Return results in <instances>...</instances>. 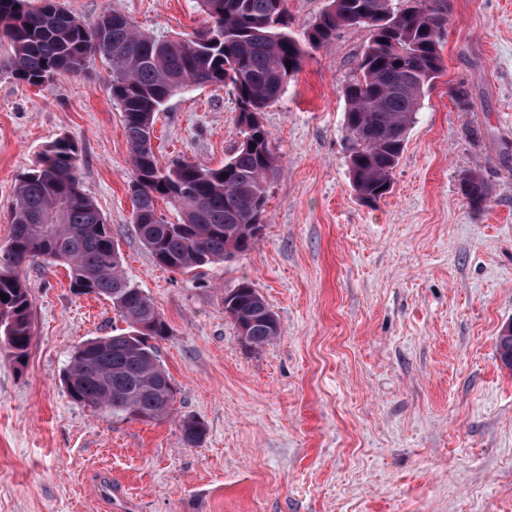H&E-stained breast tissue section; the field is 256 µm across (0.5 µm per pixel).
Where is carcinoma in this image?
<instances>
[{
  "label": "carcinoma",
  "mask_w": 512,
  "mask_h": 512,
  "mask_svg": "<svg viewBox=\"0 0 512 512\" xmlns=\"http://www.w3.org/2000/svg\"><path fill=\"white\" fill-rule=\"evenodd\" d=\"M207 24L185 38L142 32L127 16L106 13L94 23L68 18L63 0H0V39L12 47L14 75L33 86L61 73L78 74L99 55L111 65L112 97L123 113L131 149L134 231L156 263L190 271L247 252L267 216L268 180L278 158L263 124L244 128L246 114L279 100L314 49L350 26L369 31L355 74L345 86L344 139L350 182L373 204L390 192L426 90L443 71L447 0H328L315 20L293 29L288 0H196ZM232 88L238 133L252 144L236 148L218 168L176 160L162 167L153 149L155 113L174 94L194 87ZM78 147L60 137L36 165L16 178L12 236L0 249V343L22 363L32 339L29 287L23 264L42 261L69 271L77 295L111 301L127 328L88 339L73 351L63 380L77 403L105 414L159 421L172 413L174 386L155 342L169 325L152 299L123 272L118 245L98 204L76 176ZM462 194L483 208L482 176L461 180ZM179 213L175 222L159 202ZM232 319L247 324L258 348L280 332L277 315L243 281L224 296ZM181 442L196 447L204 424L185 418Z\"/></svg>",
  "instance_id": "1"
}]
</instances>
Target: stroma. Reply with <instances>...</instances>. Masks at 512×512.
I'll use <instances>...</instances> for the list:
<instances>
[{
	"mask_svg": "<svg viewBox=\"0 0 512 512\" xmlns=\"http://www.w3.org/2000/svg\"><path fill=\"white\" fill-rule=\"evenodd\" d=\"M64 2L150 33L204 23L194 0ZM368 37L340 29L266 108L280 167L268 220L249 251L189 273L160 267L134 231L106 62L32 86L5 68L0 40V246L17 175L69 137L124 273L170 327L159 354L175 388L162 421L73 401L62 376L75 347L125 323L110 301L72 293L65 267L25 265L28 355L19 365L0 347V512H512V370L498 355L512 325V0H448L445 71L371 206L350 185L343 130ZM237 117L229 88L177 93L156 114L159 164L223 165ZM473 171L490 188L480 210L460 190ZM243 280L280 322L261 348L224 311ZM184 418L205 425L199 446L181 444Z\"/></svg>",
	"mask_w": 512,
	"mask_h": 512,
	"instance_id": "35a3bbf8",
	"label": "stroma"
}]
</instances>
